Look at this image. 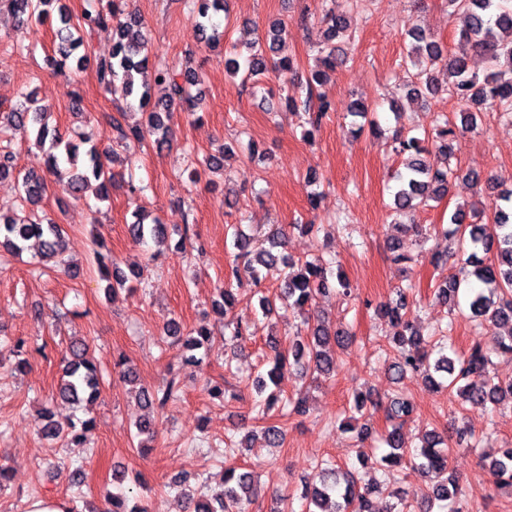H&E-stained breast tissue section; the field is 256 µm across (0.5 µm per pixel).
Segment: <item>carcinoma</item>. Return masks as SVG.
Segmentation results:
<instances>
[{
	"label": "carcinoma",
	"instance_id": "1",
	"mask_svg": "<svg viewBox=\"0 0 512 512\" xmlns=\"http://www.w3.org/2000/svg\"><path fill=\"white\" fill-rule=\"evenodd\" d=\"M198 17L204 43L210 44L219 38L218 32L207 33L205 22L211 14L226 11L225 0H186ZM57 3L58 39L57 52L60 55V71L76 72L83 68L87 55L76 58L75 68H67V61L83 46L79 33L86 29L113 25L112 56L100 62L99 81L104 89L112 91L116 82H121L129 107H138L146 119L142 124H126L121 121L125 113L110 118L113 141L129 147L151 141L161 150L171 142L170 131L165 126L162 113L151 104V89L159 85L167 90L168 104L181 103L195 109L199 99L191 96L190 87L200 82L198 73L175 60L153 63L150 61L144 23L140 20L119 19L115 8H105L102 0L96 6L85 10L81 17L73 19L72 14L61 0H0L9 10L22 19V24H42L50 15L49 7ZM450 14L460 15L464 24L458 33L455 52H448L432 34L416 27L408 36L405 61L414 72L410 73L408 90L421 96L423 92L434 94L438 86L432 72L443 68L448 74V96L465 106L461 112V125H451L448 116L436 117L433 128L418 137L401 129L392 135L394 151L408 155L404 170L396 176L397 185L392 194L394 209L403 214H412L439 202L448 193V185L457 178V169L451 167L448 137L476 127V113L490 109L500 116L512 119V0H448ZM325 36L318 49L320 69L314 71L305 99H299L288 92V74L294 71V62L279 56L282 35L286 26L275 20L268 26L261 41L239 50L232 47L224 59L227 73L241 78L254 88L265 85L269 75L285 84L279 98L293 112H303L307 123L319 128L328 117L331 102L324 93L314 94L316 87L323 85L326 72L347 62L342 47L336 39L352 29V15L331 11L325 14ZM482 56L486 61L483 74L472 71L469 60L472 55ZM49 112L38 105L35 98L27 94L10 112V122L0 126V134L10 130L25 133L36 129L35 144L49 146L45 157L46 171L60 175L69 174L64 189L75 199H82L91 191L100 202L110 199L109 187L112 175L103 168L97 146L89 144L85 150L80 141L63 135L59 129L48 123ZM225 149L202 158L194 157L191 164L190 180L198 175L197 167L221 170L224 167ZM15 177L18 181L19 200L24 204L37 206L41 202L46 181L43 174L31 170L25 174L17 171L13 153L0 147V179ZM465 179L479 186L487 181L495 185L496 203L489 210L476 213L462 208L450 216V226H440L436 231L444 236L457 239L461 267L459 274L451 275L435 289V297L444 304L459 305L460 294H465L466 304L472 316L480 322L500 328L503 333L492 338L489 345H476L466 353L448 355V328L438 327L424 337L402 311L407 309L408 297L416 285L412 282L396 290L393 302L380 306L379 311L388 316L398 330L392 336L390 346L398 352L396 362L390 367L395 379L406 376L419 377L429 389L448 391L458 398L462 409L494 411L507 403L512 405V379L505 382L490 374L491 355L501 354L512 357V187L496 178H484L477 172H468ZM133 221L128 223L129 233L138 240L149 239L155 245H165L170 236L168 225L157 217L151 219L144 206H138L132 213ZM230 232V247L233 249V265L225 276L224 288L220 289L222 304L220 313L224 316V328L230 330V340L239 341L250 335L249 327L231 317L237 304L238 295L252 291L259 295V307L269 314L276 302L296 309L304 315L303 324L307 334L296 335L284 346L275 337H269L268 346L272 351L270 369L266 375L255 379L258 393L266 394L258 414L263 418L278 417V420L262 427V438L269 447H279L286 436L285 423L281 419L290 415L308 414L307 398L299 392L291 397H281L278 386L288 370L295 367L310 376L331 378L336 375V353L332 347H348L353 334L348 329L330 330L319 322L310 321L306 315L317 297L326 292L331 279H337L343 294L350 293L349 283L342 274H334L335 258L316 255L312 259H294L286 254H275L273 249L284 245V234L272 233L267 239L269 246L255 240L239 224L226 225ZM33 240L38 245V256L42 264L67 265L64 259L65 240L62 226L47 215L34 211L24 214H5L0 211V248L13 254L23 251L25 243ZM94 260L101 278L109 281V288L125 287L129 277H139L133 271L126 275L102 242L95 241ZM475 279L486 286V290L469 291V279ZM268 280L279 283L274 296L261 294V287ZM196 337L186 343L188 355H182L185 364L198 367L204 357L192 351L204 347L209 332L204 327L195 330ZM69 358L65 361L63 375L57 389L60 399L72 403L92 402L100 394L103 384L102 372L88 357L89 345L84 340H74L68 347ZM175 397L172 381L150 388H138L137 399L141 406L161 411ZM413 413L410 401L391 398L387 402L386 417L389 426L383 436L389 452L380 457L378 464L388 468L397 465H411L418 472L430 476L433 484L421 499L410 502L399 498L397 502H386L385 512H465L466 504L458 481L448 475V460L451 448L443 435L436 431L426 433L416 452L407 451L402 427ZM316 475L306 483L302 495V512H379L372 507V496L382 493L376 484L358 483L350 472H343L328 461L316 464ZM488 470L497 488H512V448L502 450L499 457L488 463ZM254 492V475L243 467L230 466L224 469L220 490L198 498L181 494L190 512H246L245 505L251 502ZM106 501L111 508L106 512H147L141 499L133 489L122 488L109 494Z\"/></svg>",
	"mask_w": 512,
	"mask_h": 512
}]
</instances>
